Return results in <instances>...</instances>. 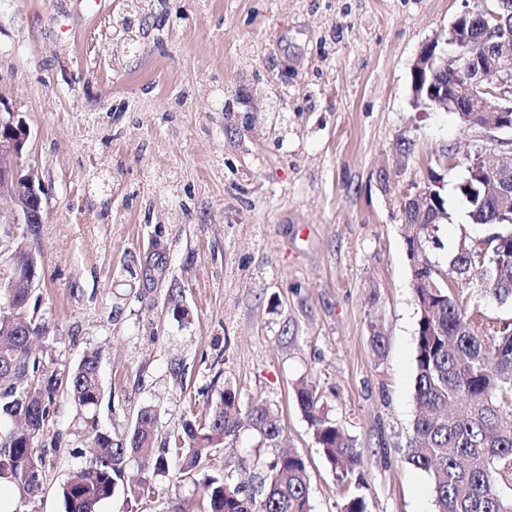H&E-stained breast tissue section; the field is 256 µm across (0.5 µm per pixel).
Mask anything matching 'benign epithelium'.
Wrapping results in <instances>:
<instances>
[{"instance_id":"7a95c632","label":"benign epithelium","mask_w":512,"mask_h":512,"mask_svg":"<svg viewBox=\"0 0 512 512\" xmlns=\"http://www.w3.org/2000/svg\"><path fill=\"white\" fill-rule=\"evenodd\" d=\"M464 21L474 23L490 41L512 45V27L503 24L489 0L465 4L448 28L444 44L432 40L417 55L412 69L414 101H422L421 90L428 79L441 92L427 93L426 106L446 108L451 104L457 112L494 114V127L512 129V123L505 121L512 116V72H499L498 56L475 47L472 36L461 34ZM29 138L30 128L23 117L15 112L0 116V198L7 197L13 204L11 224L42 223L44 187L34 166L23 162ZM495 146L497 166L492 170L483 167L478 155L467 167L469 178L512 179V139H498Z\"/></svg>"}]
</instances>
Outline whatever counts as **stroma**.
I'll return each instance as SVG.
<instances>
[{"label":"stroma","mask_w":512,"mask_h":512,"mask_svg":"<svg viewBox=\"0 0 512 512\" xmlns=\"http://www.w3.org/2000/svg\"><path fill=\"white\" fill-rule=\"evenodd\" d=\"M462 0H0V110L31 129L27 160L45 219L25 243L42 259L36 343L52 368L97 351L103 396L54 404L60 448L41 492L14 512H65L60 486L89 456L90 423L119 441L158 413L168 438L225 385L279 417V444L252 430L215 449L210 475L260 482L281 451L308 462L313 512L345 495L299 409L314 382L330 419L363 449L367 512H435L430 474L409 466L419 312L405 192L440 170L458 241L465 167L492 127L415 105L412 66L445 39ZM188 311L174 315L170 298ZM379 327L387 355L369 336ZM98 512H204L201 487L129 460Z\"/></svg>","instance_id":"1"}]
</instances>
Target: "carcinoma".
I'll use <instances>...</instances> for the list:
<instances>
[{
  "instance_id": "obj_1",
  "label": "carcinoma",
  "mask_w": 512,
  "mask_h": 512,
  "mask_svg": "<svg viewBox=\"0 0 512 512\" xmlns=\"http://www.w3.org/2000/svg\"><path fill=\"white\" fill-rule=\"evenodd\" d=\"M504 191L511 209L512 184L504 189L465 177L456 185L467 223L485 231L462 235L444 262L434 258L448 213L442 178L431 173L423 203L403 208L405 222L419 227L407 239V255L420 314L417 414L405 461L432 475L437 512H512V317L489 312L494 304L512 303V227L494 229ZM33 296L34 289L21 285L0 288V479L26 492L43 485L41 438L49 432L56 395L65 392L80 410L101 397L96 353L59 373L31 351L32 341L49 335ZM295 395L323 456L340 480L352 481L364 464L355 439L321 409L313 382L301 381ZM156 422V412L144 407L128 438L95 433L92 457L61 486L65 512H97L112 497L129 456L159 474L175 455L180 472L191 475L244 429L271 442L281 432L279 417L262 404L242 405L230 385L203 419L183 420L169 440L158 442ZM201 484L208 512H312L308 467L298 454L275 457L256 489L210 475ZM341 512H366L364 496L351 491Z\"/></svg>"
}]
</instances>
